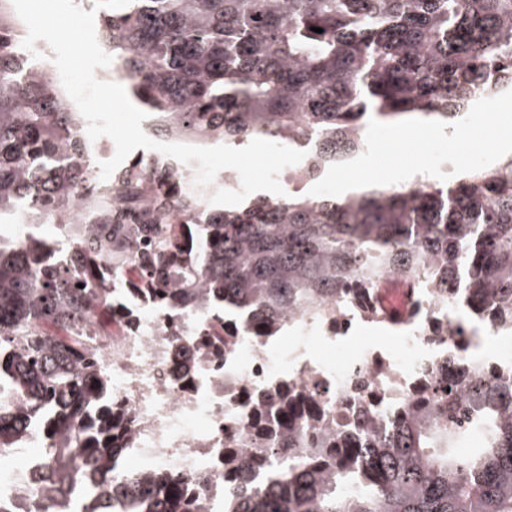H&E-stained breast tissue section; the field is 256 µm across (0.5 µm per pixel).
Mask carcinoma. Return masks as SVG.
Masks as SVG:
<instances>
[{
    "mask_svg": "<svg viewBox=\"0 0 512 512\" xmlns=\"http://www.w3.org/2000/svg\"><path fill=\"white\" fill-rule=\"evenodd\" d=\"M97 15L102 48L159 134L285 142L320 174L365 150L357 132L371 118L452 124L478 95L512 90V0H132ZM21 40L0 5V225L65 224L91 238L112 223L113 199L93 185L70 100L20 54ZM492 67L498 84L480 87ZM77 202L84 224L69 223ZM123 204L141 222L82 254L0 235V463L29 426L40 429L30 497L41 512L76 500L78 512H201L191 480L138 479L113 464L126 417L112 412V380L78 331L85 322L110 339L127 328L102 280L137 269L142 249L149 263L133 290L190 317L217 314L221 352L224 309L265 336L316 300L379 287L387 268L444 292L461 284L470 299L489 293L512 325V158L417 195L408 185L336 197L297 188L272 205L259 194L206 224L176 223L198 198L138 182ZM468 376L489 437L467 455L426 414L383 431L332 428L311 447L303 430L329 419L316 398L288 386L255 402L245 447L262 471L229 457L243 476L224 512H512V388L487 389L476 367Z\"/></svg>",
    "mask_w": 512,
    "mask_h": 512,
    "instance_id": "obj_1",
    "label": "carcinoma"
}]
</instances>
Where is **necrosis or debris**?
<instances>
[{"instance_id":"necrosis-or-debris-1","label":"necrosis or debris","mask_w":512,"mask_h":512,"mask_svg":"<svg viewBox=\"0 0 512 512\" xmlns=\"http://www.w3.org/2000/svg\"><path fill=\"white\" fill-rule=\"evenodd\" d=\"M144 185L165 174L177 191L196 193L201 206L191 223L212 211L217 189L236 190L239 177H216L196 188L195 170L155 150L136 149ZM119 316H132V332L97 341L93 350L112 377V407L128 414L133 433L126 459L145 478L157 471L196 480L206 512H223L224 496L237 480L224 456L252 434L258 397L292 386L314 395L338 421L386 426L427 412L448 418V405L469 401L467 373L482 367L489 386L512 379V336L497 326L467 319L464 299L447 302L426 288L409 291L408 315L397 325L393 346L365 339L363 329L381 321L374 293L349 289L323 303L324 319L287 318L271 336L253 335L245 317L228 319L235 330L223 355L212 356L209 332L196 319L127 288L121 275L107 283ZM38 428L28 430L17 456L0 465V489L16 492L40 463Z\"/></svg>"}]
</instances>
